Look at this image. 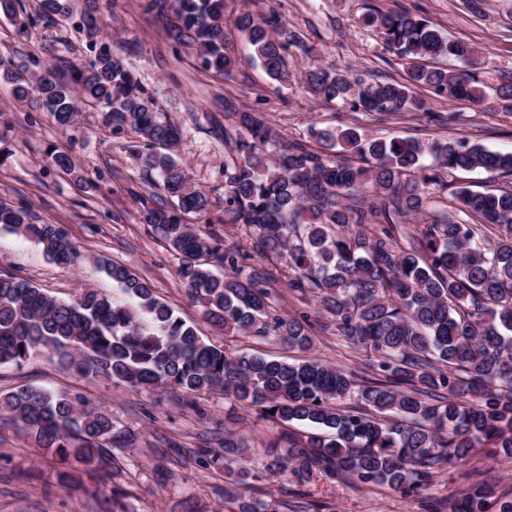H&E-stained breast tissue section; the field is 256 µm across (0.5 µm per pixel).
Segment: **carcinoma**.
I'll list each match as a JSON object with an SVG mask.
<instances>
[{"mask_svg": "<svg viewBox=\"0 0 512 512\" xmlns=\"http://www.w3.org/2000/svg\"><path fill=\"white\" fill-rule=\"evenodd\" d=\"M164 23L168 38L206 70L223 77L235 65L227 0H143ZM46 19L69 15V0H39ZM366 23L406 61L404 77L365 84L344 73L311 68L306 81L326 103L350 102L366 112L427 111L416 90L428 87L448 100L482 102L486 93L471 72L477 50L444 35L409 12L371 13ZM93 58L89 66L50 64L31 75L0 57V73L17 100L34 93L58 124L78 118L75 99L95 108L115 130L137 135L133 160L159 176L163 198L144 207V223L179 256L188 295L214 325L240 335L271 336L289 349L313 346L306 323L277 309L269 274L242 264L235 247L198 234L186 216L208 211L209 196L174 157L180 125L163 116L153 93L123 58L97 41V19L82 21ZM233 28L267 74L288 85L286 55L296 36L277 15L245 9ZM453 57L466 70L429 67L424 59ZM224 127V223L253 229L255 251L286 260L288 286L317 296L348 343L377 355L374 375L360 378L316 357L289 361L259 352H231L206 340L151 285L117 263L103 270L129 295L117 304L96 289L59 300L31 281L0 274V366L20 365L47 353L77 373L132 390L170 389L183 399L214 391L260 417L313 432L267 445L258 464L247 440L224 430L218 448L195 461L224 468L227 512H268L242 500L255 481L292 475L306 482L314 469L360 484L386 485L412 497L443 467L465 469L483 449L512 458V189L497 193L462 186L447 201L441 173L483 169L512 178V152L489 151L465 139L424 145L416 139H370L354 127L311 128L323 147L279 144L265 112L237 109ZM279 149L272 150V145ZM447 208L441 218L404 236L403 219ZM498 228L489 240L484 229ZM0 228L33 238L46 256L70 266L77 256L54 224H33L25 210L0 202ZM351 403H346V400ZM0 415L34 445L59 458L63 486L83 483L118 435L109 406L78 394L24 385L0 395ZM451 512H512V497L496 495L491 481H475Z\"/></svg>", "mask_w": 512, "mask_h": 512, "instance_id": "obj_1", "label": "carcinoma"}]
</instances>
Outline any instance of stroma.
Segmentation results:
<instances>
[{
    "instance_id": "obj_1",
    "label": "stroma",
    "mask_w": 512,
    "mask_h": 512,
    "mask_svg": "<svg viewBox=\"0 0 512 512\" xmlns=\"http://www.w3.org/2000/svg\"><path fill=\"white\" fill-rule=\"evenodd\" d=\"M63 21H38L17 28L0 14V57L41 70L61 60L86 63L88 37L81 28L85 12L100 22L99 37L124 58L151 88L160 109L182 128L176 150L195 186L209 194V214L194 217L202 236H221L239 248L244 263L257 266L251 232L224 221V108L230 97L242 109L267 112L282 141L316 148L311 123L326 128L357 127L392 138L413 137L426 143L465 139L493 151H512V106L500 98L512 83V0H482L471 10L466 0H246L255 12H275L299 40L288 50L290 85L271 79L245 46L236 48L231 77L219 79L180 53L163 32L161 19L147 14L141 0H72ZM407 10L431 21L445 35L472 43L480 52L474 74L487 97L479 104L449 101L420 90L425 112L393 115L363 112L350 104L317 99L305 82L312 65H322L368 82L401 79L404 63L375 28L364 22L373 11ZM435 112L452 122L432 121ZM133 131L103 125L96 110L82 107L76 124L61 127L36 96L15 100L0 82V200L30 213L33 222L61 227L75 244L74 264L50 262L41 245L0 230V274L23 277L61 300H73L87 288L116 299L122 290L98 267L100 260L124 264L154 288L157 296L193 322L212 343L230 349L286 355L274 339L242 336L212 326L199 305L186 295L178 260L155 229L144 224L143 198L153 194L156 173L144 171L128 152ZM68 154L74 172L53 168L50 151ZM288 268L273 284L278 309L308 324L316 357L370 376L373 359L365 349H351L337 336L328 314L314 299L292 291ZM30 383L51 390H74L91 403H106L117 431L132 435L128 445L110 450L106 465L78 488L57 483L58 459L33 448L14 425L0 422V512H112L121 498L125 512H224V473L196 465L199 448L216 445L224 429L238 422L248 436L249 457L261 459L267 443L287 434L288 426L239 408L216 392L196 405L175 400L163 390H131L98 377H81L39 354L22 365L0 367V394ZM460 471L441 469L419 497L406 498L388 487L365 485L314 472L307 484L279 477L255 483L250 498L273 501L278 512H424L429 501L447 502L460 489Z\"/></svg>"
}]
</instances>
